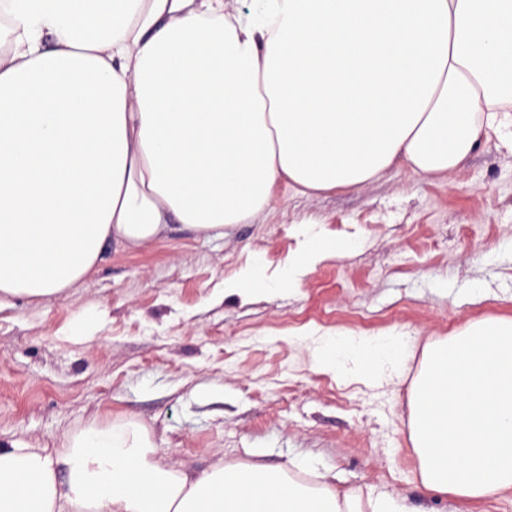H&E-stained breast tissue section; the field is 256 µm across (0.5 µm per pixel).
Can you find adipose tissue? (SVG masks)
Listing matches in <instances>:
<instances>
[{
	"label": "adipose tissue",
	"mask_w": 512,
	"mask_h": 512,
	"mask_svg": "<svg viewBox=\"0 0 512 512\" xmlns=\"http://www.w3.org/2000/svg\"><path fill=\"white\" fill-rule=\"evenodd\" d=\"M512 128V0H0V307L62 295L105 249L179 224L220 238L279 186L358 189L458 170ZM295 288L336 251L299 228ZM389 330L323 332L312 367L361 380L405 353ZM411 403L420 484L474 501L512 489V319L468 323L424 356ZM332 472H191L136 421L61 449L0 446V512H358Z\"/></svg>",
	"instance_id": "1"
}]
</instances>
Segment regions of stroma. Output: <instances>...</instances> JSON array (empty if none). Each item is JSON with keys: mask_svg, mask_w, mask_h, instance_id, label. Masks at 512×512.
<instances>
[{"mask_svg": "<svg viewBox=\"0 0 512 512\" xmlns=\"http://www.w3.org/2000/svg\"><path fill=\"white\" fill-rule=\"evenodd\" d=\"M342 248L299 287L228 296L256 260L278 272L299 224ZM512 318V134L491 133L463 167L391 170L360 189L279 187L257 219L207 238L173 225L141 251L107 249L92 280L0 309V442L60 449L88 424L138 420L164 459L197 471L267 464L339 491L402 495L417 512H512L417 487L411 389L424 347L469 321ZM394 330L411 346L390 382L313 371L327 330Z\"/></svg>", "mask_w": 512, "mask_h": 512, "instance_id": "stroma-1", "label": "stroma"}]
</instances>
